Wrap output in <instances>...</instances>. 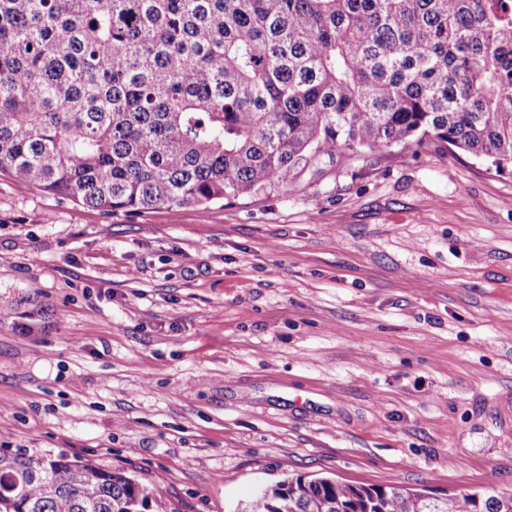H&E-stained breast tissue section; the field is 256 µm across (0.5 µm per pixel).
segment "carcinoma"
I'll return each mask as SVG.
<instances>
[{"label":"carcinoma","mask_w":512,"mask_h":512,"mask_svg":"<svg viewBox=\"0 0 512 512\" xmlns=\"http://www.w3.org/2000/svg\"><path fill=\"white\" fill-rule=\"evenodd\" d=\"M512 168V0H0V173L105 213L293 188L339 149ZM16 327L45 318L23 299ZM124 469L0 453V512H170ZM242 512H512L297 474Z\"/></svg>","instance_id":"1"}]
</instances>
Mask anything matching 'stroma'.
Returning <instances> with one entry per match:
<instances>
[{
  "mask_svg": "<svg viewBox=\"0 0 512 512\" xmlns=\"http://www.w3.org/2000/svg\"><path fill=\"white\" fill-rule=\"evenodd\" d=\"M1 450L127 469L180 512L296 473L512 490V170L343 150L141 215L0 174ZM24 307L23 311L16 313L20 320L16 323V327L24 334L31 333L39 324V321L45 319L46 306L36 297L27 296L22 299Z\"/></svg>",
  "mask_w": 512,
  "mask_h": 512,
  "instance_id": "stroma-1",
  "label": "stroma"
}]
</instances>
